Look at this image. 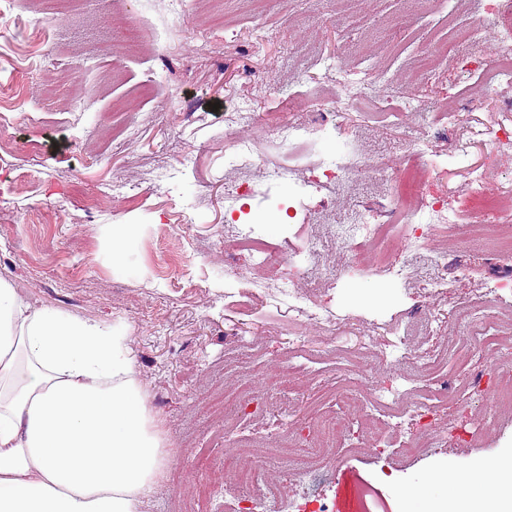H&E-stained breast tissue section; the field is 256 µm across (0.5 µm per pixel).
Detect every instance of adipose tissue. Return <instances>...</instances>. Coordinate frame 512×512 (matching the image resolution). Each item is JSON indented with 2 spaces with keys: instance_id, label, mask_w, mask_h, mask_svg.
<instances>
[{
  "instance_id": "adipose-tissue-1",
  "label": "adipose tissue",
  "mask_w": 512,
  "mask_h": 512,
  "mask_svg": "<svg viewBox=\"0 0 512 512\" xmlns=\"http://www.w3.org/2000/svg\"><path fill=\"white\" fill-rule=\"evenodd\" d=\"M169 461L126 327L33 308L0 279V512H141ZM436 480L444 494L406 486L403 512H512V453Z\"/></svg>"
}]
</instances>
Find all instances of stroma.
<instances>
[{
	"label": "stroma",
	"instance_id": "35a3bbf8",
	"mask_svg": "<svg viewBox=\"0 0 512 512\" xmlns=\"http://www.w3.org/2000/svg\"><path fill=\"white\" fill-rule=\"evenodd\" d=\"M32 0H9L10 32L0 37V100L13 121L0 127V278L33 307L82 319L123 324L133 369L149 408L175 440L167 479L143 512H224L240 491L223 468L220 401L239 380L258 395L335 411L322 398L330 382L346 385L355 419L365 417L363 393L390 367L370 359H323L291 367L284 346L299 310H320L322 326L349 336L372 333L382 345L395 334L424 335L431 314L450 299L483 304L494 277L512 276V259L477 240L453 234L435 245L465 272L453 292L426 294V269L396 280L364 253L365 276L350 278V249L337 244L333 225L368 211L387 219L389 177L409 165L425 169L421 193L467 211L464 171L434 167L460 137L472 139L493 190L512 197V168L488 163L486 140L502 112L495 103L473 106L460 89L466 73L453 60L426 75L412 68L447 41L452 27L478 24L485 0H184L173 15L168 0H79L75 13L45 4L43 30L31 23ZM139 31L130 40L129 27ZM348 67L374 85L370 98L348 104L329 93L336 68ZM454 104L455 127L435 126L437 106ZM252 113L255 138L236 146L235 115ZM337 123L334 139L313 138L306 151L286 149L279 120L311 124L314 113ZM358 150L373 169L343 189L310 188L288 219L260 203L271 241L320 257L298 285L299 304L256 294V278L287 279V266L260 269L246 250L225 253V201L237 187L287 193L266 175L290 165L294 181L306 162ZM185 224L177 232L175 223ZM249 331L260 346L252 355L234 348L233 330ZM458 405L441 415L437 445L409 458L336 445V461L304 482L283 487L284 501L327 503L352 512L355 484L381 493L398 512L401 489L420 484L442 492L434 477L512 452V419L485 423L476 441L447 427Z\"/></svg>",
	"mask_w": 512,
	"mask_h": 512
}]
</instances>
